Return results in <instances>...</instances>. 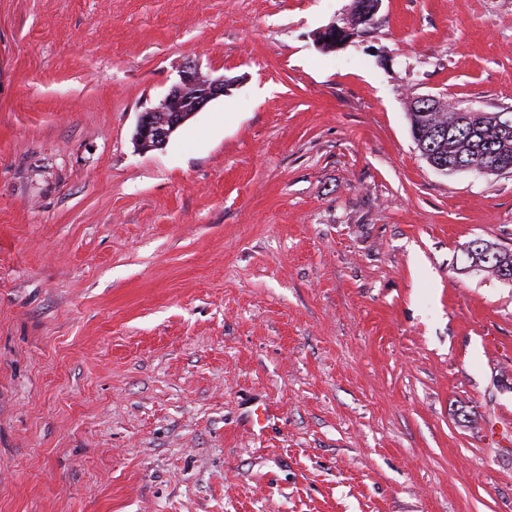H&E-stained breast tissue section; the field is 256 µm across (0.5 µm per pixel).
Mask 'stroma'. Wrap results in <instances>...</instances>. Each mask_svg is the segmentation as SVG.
<instances>
[{
	"label": "stroma",
	"mask_w": 512,
	"mask_h": 512,
	"mask_svg": "<svg viewBox=\"0 0 512 512\" xmlns=\"http://www.w3.org/2000/svg\"><path fill=\"white\" fill-rule=\"evenodd\" d=\"M352 4L0 0V512H512V173L407 115L512 111V0ZM356 1L350 14L342 19V25L334 21L322 29L319 34V40L323 44L328 43L336 48V29L342 31V38L346 42L372 23L375 14L379 10L381 0ZM326 38H329V42H326ZM178 77L161 107L141 115L134 137L139 150L162 149L172 133L209 102L224 95L229 86L224 77L204 75L197 65L190 63L178 71ZM420 111H414L413 108L408 109V115L411 123V128L417 127L422 139L426 143H433V151L437 154L436 160H444L452 169L457 168L454 172L466 170L477 176H489L502 174L510 167L507 172L512 171V112H489L484 108L475 107L472 104L458 108L448 104L443 99L436 96L419 97ZM448 112H440L447 110ZM466 113L464 121H469L471 118L476 122L481 121L485 116L484 112L489 114L506 116L511 122H500L499 125L505 132L498 128L497 123L492 124L489 118L484 122V126L474 128L467 123H459L458 115ZM438 124L448 125V138L435 137V127ZM413 135H417L416 144L423 151V144L420 140V134L416 132V128L412 130ZM483 155L487 158L485 161L471 162L468 166L464 167L471 158L475 155ZM446 163H435L432 158L429 159V164L437 171L448 174V165ZM506 169H500L496 164ZM461 168H463L461 170ZM462 256L465 262V266L462 267L464 272L476 271L479 268L475 263L470 266L477 258L479 265L485 267L482 272H485L488 277L512 283V252L510 250L504 251L494 242L476 238L463 246Z\"/></svg>",
	"instance_id": "obj_1"
}]
</instances>
